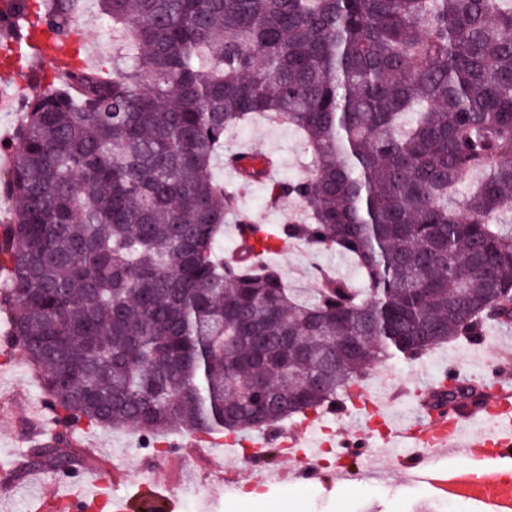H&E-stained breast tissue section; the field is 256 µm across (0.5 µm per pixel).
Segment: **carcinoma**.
Masks as SVG:
<instances>
[{
	"label": "carcinoma",
	"mask_w": 512,
	"mask_h": 512,
	"mask_svg": "<svg viewBox=\"0 0 512 512\" xmlns=\"http://www.w3.org/2000/svg\"><path fill=\"white\" fill-rule=\"evenodd\" d=\"M87 0H41L70 32ZM112 76L71 67L22 95L0 195V312L61 423L33 466L64 469L78 425L165 442L276 428L354 403L368 370L415 359L486 314L512 320V0H95ZM31 0H0L8 14ZM311 153L225 146L257 119ZM303 217L247 224L218 164ZM352 257L302 296L259 247ZM470 395L439 386L435 406ZM226 140L236 150L276 155L279 165L274 170V178L300 177L308 169L309 156L304 145L287 124L258 122L230 131Z\"/></svg>",
	"instance_id": "cac0c4a2"
}]
</instances>
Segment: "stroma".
<instances>
[{"label":"stroma","instance_id":"35a3bbf8","mask_svg":"<svg viewBox=\"0 0 512 512\" xmlns=\"http://www.w3.org/2000/svg\"><path fill=\"white\" fill-rule=\"evenodd\" d=\"M104 17L94 0H88L78 20L85 35L84 53L95 64L112 67V48L104 43ZM237 150L271 153L279 164L273 176L288 180L302 176L309 156L302 141L284 123L258 122L227 135ZM225 184L233 186L242 207L264 224H283L285 209L271 208L263 186L239 182L230 171H222ZM284 279L295 288L313 287L311 271L320 266L336 277L360 284L353 259L336 252L312 253L303 248H286L268 255ZM486 338H469L438 345L416 360L394 359L373 368L362 384L368 397H390V417L398 423L416 415L419 398L443 375L459 376L470 382L492 378L494 365L512 363V323H488ZM44 398L38 379L29 370L19 350H0V469L14 468L11 481L0 482V512H26L28 501H42L62 491L63 477L108 473L99 489L102 512H114L113 502L131 497L138 485L160 477L158 491L164 496V512H436L437 496L427 485L407 486L403 482L359 496L360 483L354 475L331 467L319 480L307 484H274L260 488L255 499L242 498L240 490L220 479L226 465L223 443L201 445L185 439L182 447L169 450L162 471H155L157 456L137 431L118 428L76 430L71 437L73 464L67 473L50 470L22 471L20 463L32 457L43 441L32 427L30 408Z\"/></svg>","mask_w":512,"mask_h":512}]
</instances>
